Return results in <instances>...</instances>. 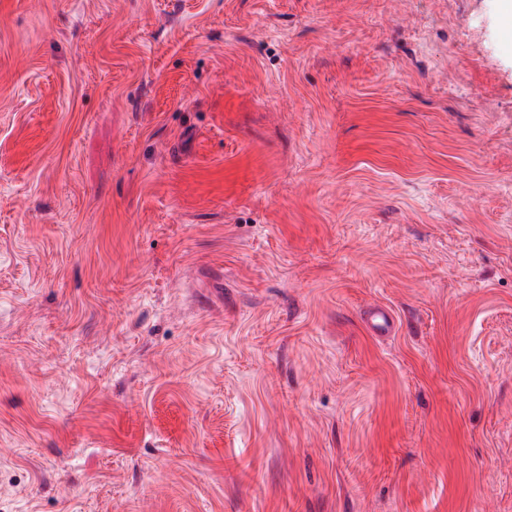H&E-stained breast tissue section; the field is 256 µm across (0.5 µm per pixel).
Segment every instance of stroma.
I'll return each mask as SVG.
<instances>
[{
    "label": "stroma",
    "instance_id": "stroma-1",
    "mask_svg": "<svg viewBox=\"0 0 512 512\" xmlns=\"http://www.w3.org/2000/svg\"><path fill=\"white\" fill-rule=\"evenodd\" d=\"M0 512H512V0H0Z\"/></svg>",
    "mask_w": 512,
    "mask_h": 512
}]
</instances>
